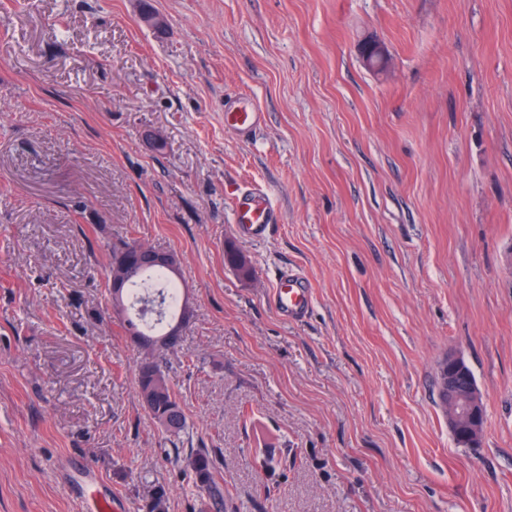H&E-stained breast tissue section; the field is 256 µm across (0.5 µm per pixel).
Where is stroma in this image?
Instances as JSON below:
<instances>
[{
	"instance_id": "obj_1",
	"label": "stroma",
	"mask_w": 512,
	"mask_h": 512,
	"mask_svg": "<svg viewBox=\"0 0 512 512\" xmlns=\"http://www.w3.org/2000/svg\"><path fill=\"white\" fill-rule=\"evenodd\" d=\"M251 103L244 137L224 114ZM253 187L262 238L233 222ZM117 235L181 258L177 435L112 312ZM286 269L300 322L270 303ZM193 448L228 512H512V0H0V512H199ZM233 220L244 235L259 237L269 233L277 218L265 195L253 192L239 198ZM272 302L283 318L291 322L302 321L311 307L308 283L296 272L281 273L276 279ZM441 369L442 364L440 401L448 429L466 446H479L485 433V405L483 395L474 384L473 373L462 359L454 356H448L442 373ZM187 473L201 499V512H225L224 483L218 475L217 458L208 448L189 450ZM225 510V511H224Z\"/></svg>"
}]
</instances>
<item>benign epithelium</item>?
I'll list each match as a JSON object with an SVG mask.
<instances>
[{
	"mask_svg": "<svg viewBox=\"0 0 512 512\" xmlns=\"http://www.w3.org/2000/svg\"><path fill=\"white\" fill-rule=\"evenodd\" d=\"M369 53L364 55L365 63L371 68L386 65L387 55L382 46L371 43ZM144 264L169 268L176 272L179 257L170 251L142 247L135 257L119 259L112 268V310L120 313L124 308L123 288L133 270V265ZM441 407L452 436L469 447L482 443L485 433V405L483 395L472 383L465 362L454 356L448 357L441 373Z\"/></svg>",
	"mask_w": 512,
	"mask_h": 512,
	"instance_id": "1",
	"label": "benign epithelium"
}]
</instances>
